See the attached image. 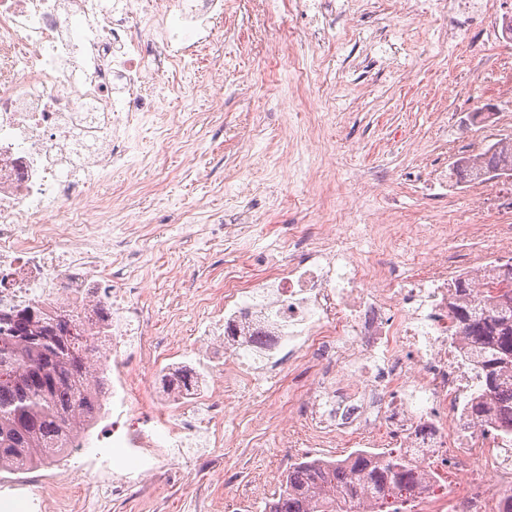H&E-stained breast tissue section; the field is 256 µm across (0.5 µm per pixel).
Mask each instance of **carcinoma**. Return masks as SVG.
Segmentation results:
<instances>
[{"label": "carcinoma", "mask_w": 512, "mask_h": 512, "mask_svg": "<svg viewBox=\"0 0 512 512\" xmlns=\"http://www.w3.org/2000/svg\"><path fill=\"white\" fill-rule=\"evenodd\" d=\"M474 171L509 168L512 139L497 141L462 157ZM494 275L478 299L455 285L461 303L452 320L474 345L481 395L474 413L495 404L496 427L512 432V287ZM76 323L42 317L28 310L0 323V471L21 473L35 463L54 464L68 456L74 438L101 417L105 400L104 351L97 336H75ZM423 470L401 453L357 451L325 464L300 459L286 471L280 491L263 512H384L389 488L418 493Z\"/></svg>", "instance_id": "obj_1"}]
</instances>
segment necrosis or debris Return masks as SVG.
<instances>
[{
    "mask_svg": "<svg viewBox=\"0 0 512 512\" xmlns=\"http://www.w3.org/2000/svg\"><path fill=\"white\" fill-rule=\"evenodd\" d=\"M224 0H0V315L44 309L77 315L112 342L123 371L156 361L150 318L133 296L159 287L148 269L120 283L112 267L113 189L133 157V134L155 119L186 57L217 44ZM475 233L486 250L451 257L448 240ZM512 259V224H369L319 204L292 225L272 269L246 275L224 254V290L198 294L207 327L182 341L220 351L213 393L175 394L162 419L139 414L131 388L112 395V457L152 474L157 432L174 448L220 439L223 412L279 419L289 410L297 448L408 449L440 458L458 480L422 512H493L512 497V436L471 416L478 371L451 320L456 280ZM290 356L300 373L287 405L250 403L244 386Z\"/></svg>",
    "mask_w": 512,
    "mask_h": 512,
    "instance_id": "obj_1",
    "label": "necrosis or debris"
}]
</instances>
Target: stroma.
Here are the masks:
<instances>
[{"mask_svg": "<svg viewBox=\"0 0 512 512\" xmlns=\"http://www.w3.org/2000/svg\"><path fill=\"white\" fill-rule=\"evenodd\" d=\"M480 0H460L445 16L432 14L434 0H331L342 14L336 40L324 38L312 16L291 12V47L299 69L285 67L264 41L257 0H224L219 48L224 65L217 86L196 85L174 102L185 146L155 182L151 171L126 174L136 187L154 184L148 198L128 203L144 219L124 225L136 240L113 278L130 268L165 258L167 289L145 296L159 329L156 340L174 353L143 376L134 389L139 411L157 415L167 400L164 376L170 364L200 371L211 380L216 363L178 347L175 334L197 321L191 292L216 289L224 279V252L201 253L215 212L241 231L246 271L277 252L292 224H303L314 197L359 204L384 224H444L449 216L478 209L486 223L507 212L512 182L457 183L450 173L457 157L480 152L512 135V41L503 39V16L512 0H498L493 15ZM483 123L471 115L483 106ZM325 162L340 183L328 187L310 176L283 177L279 165ZM259 214L263 224L246 219ZM111 417L89 432L92 448L68 458L64 472L75 478L96 473L98 447L108 444ZM292 415L279 422L228 414L222 442L186 468L171 465L145 493L75 504L70 512H258L250 490L268 494L300 457L289 447Z\"/></svg>", "mask_w": 512, "mask_h": 512, "instance_id": "1", "label": "stroma"}]
</instances>
